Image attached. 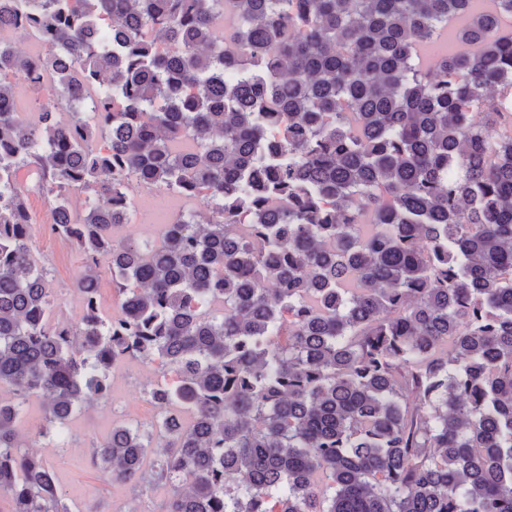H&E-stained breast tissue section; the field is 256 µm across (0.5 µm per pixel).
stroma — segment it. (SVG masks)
<instances>
[{"label": "stroma", "instance_id": "obj_1", "mask_svg": "<svg viewBox=\"0 0 512 512\" xmlns=\"http://www.w3.org/2000/svg\"><path fill=\"white\" fill-rule=\"evenodd\" d=\"M27 206L32 218L31 248L48 271L56 304L53 320L77 324L83 315V304L71 284L80 271V252L53 233L50 213L39 195L28 193ZM160 379L155 363L126 359L111 371L110 396L85 403L63 429L49 425L42 397H27L17 425L19 440L27 452L36 454L54 471L60 497L73 512H163L171 495L170 486L146 489L115 484L90 464L92 449L106 439L113 425H146L156 418L158 408L149 391Z\"/></svg>", "mask_w": 512, "mask_h": 512}]
</instances>
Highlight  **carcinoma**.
<instances>
[{"label":"carcinoma","instance_id":"1","mask_svg":"<svg viewBox=\"0 0 512 512\" xmlns=\"http://www.w3.org/2000/svg\"><path fill=\"white\" fill-rule=\"evenodd\" d=\"M231 2L244 54L224 0H0V494L68 512L22 400L63 426L127 356L161 412L92 463L165 512H512V0ZM463 16L476 50L421 64ZM19 82L51 92L30 118ZM133 179L211 214L118 242ZM29 180L82 255L86 345L51 324ZM112 237L116 241L133 240L142 246H158L162 241V229H154L142 225L140 228H127L123 224L112 230ZM149 241V243H142ZM100 310L104 317H112L120 312V299L112 286V276L106 265L98 270Z\"/></svg>","mask_w":512,"mask_h":512}]
</instances>
